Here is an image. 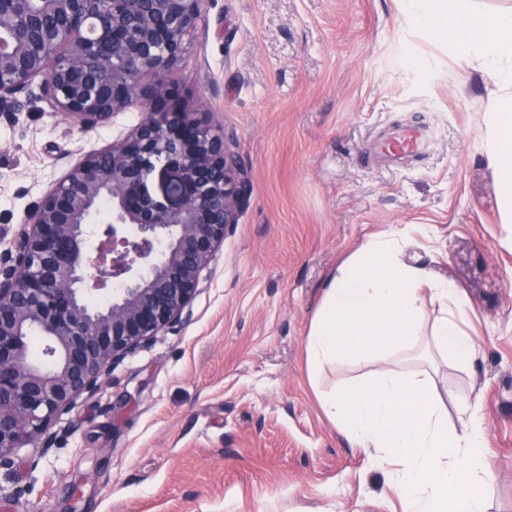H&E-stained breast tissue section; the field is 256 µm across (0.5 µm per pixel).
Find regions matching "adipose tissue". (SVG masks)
Masks as SVG:
<instances>
[{"instance_id":"ef3b65f1","label":"adipose tissue","mask_w":512,"mask_h":512,"mask_svg":"<svg viewBox=\"0 0 512 512\" xmlns=\"http://www.w3.org/2000/svg\"><path fill=\"white\" fill-rule=\"evenodd\" d=\"M446 40L451 55L476 62L494 82L484 114V150L495 176L501 221L512 223V10L479 14L471 0H406ZM402 231L369 239L331 275L306 340L309 364L320 371L378 352L427 343L458 365L473 363L480 345L464 327L469 305L448 278L405 259ZM441 305L425 324V295ZM325 413L377 466L399 459L395 485L403 512H485L479 482L491 464L480 402L448 412L428 377L391 370L326 396Z\"/></svg>"}]
</instances>
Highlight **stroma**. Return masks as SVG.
Returning a JSON list of instances; mask_svg holds the SVG:
<instances>
[{
  "label": "stroma",
  "mask_w": 512,
  "mask_h": 512,
  "mask_svg": "<svg viewBox=\"0 0 512 512\" xmlns=\"http://www.w3.org/2000/svg\"><path fill=\"white\" fill-rule=\"evenodd\" d=\"M490 77L403 0H204L179 68L206 97L247 180L188 321L76 399L48 451L0 469V512H402L382 470L325 414L324 393L384 368L428 372L446 407L477 394L492 475L486 512H512V251L483 147ZM0 116V240L80 154L125 136L131 105L94 130L32 83ZM418 124L422 159L379 168V134ZM404 227L409 263L452 279L481 346L469 367L399 350L312 375L306 336L337 265Z\"/></svg>",
  "instance_id": "stroma-1"
}]
</instances>
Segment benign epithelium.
I'll list each match as a JSON object with an SVG mask.
<instances>
[{"mask_svg": "<svg viewBox=\"0 0 512 512\" xmlns=\"http://www.w3.org/2000/svg\"><path fill=\"white\" fill-rule=\"evenodd\" d=\"M29 2L0 0V112L40 77L85 131L133 102L143 116L73 164L0 248V469L49 446L52 421L187 318L247 186L207 103L170 102L203 0ZM104 201L111 220L96 224Z\"/></svg>", "mask_w": 512, "mask_h": 512, "instance_id": "obj_1", "label": "benign epithelium"}]
</instances>
